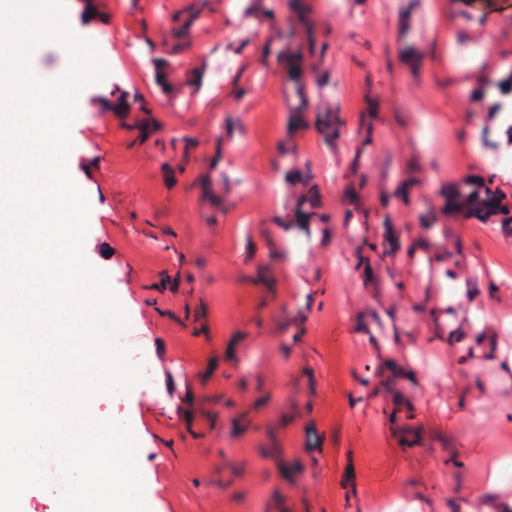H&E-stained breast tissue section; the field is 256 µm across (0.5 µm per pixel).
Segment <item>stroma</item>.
Wrapping results in <instances>:
<instances>
[{"label":"stroma","instance_id":"35a3bbf8","mask_svg":"<svg viewBox=\"0 0 512 512\" xmlns=\"http://www.w3.org/2000/svg\"><path fill=\"white\" fill-rule=\"evenodd\" d=\"M306 3L302 19L288 0H91L87 11L63 0L70 29L124 72L79 92L68 170L91 205L85 257L125 310L120 347L147 366L149 385L97 411L129 424L154 512H373L416 500L453 512L462 494L466 512H480L470 494L489 457L512 448L497 438L512 430V371L459 365L432 344L423 307L460 263L498 266L512 231L495 216L424 218L438 188L464 178L492 180L512 203L496 165L505 132L474 90L483 74L512 70V6ZM311 38L326 48L316 67L329 83L298 112L288 59ZM462 42L476 69L449 63V44ZM159 60L166 88L151 72ZM120 93L147 111H116ZM325 122L337 132L329 143ZM283 151L301 174L272 194ZM414 159L423 187L382 223ZM310 190L321 222L284 224ZM413 232L458 242L462 255L443 271L409 266ZM284 234L309 243L291 274L276 246ZM358 255L371 287L358 285ZM478 291L486 323L512 318V272ZM391 339L414 380L382 371L374 345Z\"/></svg>","mask_w":512,"mask_h":512}]
</instances>
